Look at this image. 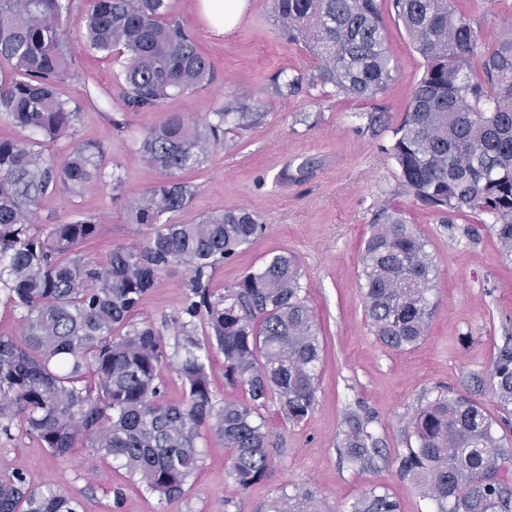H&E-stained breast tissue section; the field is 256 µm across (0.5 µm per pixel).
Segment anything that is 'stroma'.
<instances>
[{
    "label": "stroma",
    "instance_id": "obj_1",
    "mask_svg": "<svg viewBox=\"0 0 512 512\" xmlns=\"http://www.w3.org/2000/svg\"><path fill=\"white\" fill-rule=\"evenodd\" d=\"M473 19L487 40L512 28V0H471ZM198 0H175L176 19L194 37L215 75L212 85L169 101V109L201 118L231 104L263 113L262 122L224 136L198 169L184 178L196 186L174 222L197 223L212 212L244 207L263 231L232 261L219 265L211 286L233 287L252 267L286 252L299 261L307 304L321 327L324 360L308 416L292 424L268 403L264 415L283 448L271 474L240 491L227 465L223 440L203 431L199 470L182 497L162 500L129 478L115 462L78 447L60 459L21 433L0 434V475L23 476L28 488L55 485L78 499L80 512H262L277 488L311 490L320 512H348L351 503L378 485L399 512H434L431 500L397 472L407 447L405 428L425 399L444 392L479 401L495 419V430L512 443V412L494 394L492 365L512 337V257L479 217L441 213L402 189L386 148L400 122L410 91L423 70L401 23L385 14L387 47L398 64L387 90L371 100L323 96L315 90L279 94L292 77L309 78L319 64L303 43L279 31L271 0H249L240 23L217 34L197 8ZM88 0H71L67 31L77 77L62 86L82 101L84 112L73 140L42 144L45 155L64 158L71 141L100 148L106 164L118 165L119 191L100 187L81 196L44 198L38 221L58 224L76 216L101 220L98 239L82 248L85 258L105 262L116 246L141 243L148 226L124 220V205L140 196L158 174L140 150L142 134L159 124L161 112L125 110L116 87V68L83 51ZM312 167L296 177L302 162ZM401 211L428 240L438 271L431 293L432 314L421 342L407 350L382 345L364 313L360 254L382 209ZM187 269L162 275L133 320L162 325L181 308ZM368 419L380 452L372 469L359 471L340 453L350 417Z\"/></svg>",
    "mask_w": 512,
    "mask_h": 512
}]
</instances>
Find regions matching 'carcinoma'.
<instances>
[{
  "mask_svg": "<svg viewBox=\"0 0 512 512\" xmlns=\"http://www.w3.org/2000/svg\"><path fill=\"white\" fill-rule=\"evenodd\" d=\"M64 0H0V118L36 138H0V304L20 312L19 336H0V431L16 426L56 457L82 445L119 462L129 477L162 498L181 496L199 468L200 430L224 439L236 484L245 491L267 478L273 441L262 410L278 403L290 422L313 407L323 360L320 328L297 260L280 253L247 271L222 294L210 288L216 266L233 259L263 226L245 209L176 224L196 189L180 174L200 167L224 144V126L246 131L262 112L223 107L202 121L166 113L139 141L160 174L126 203L131 224L153 232L138 246L112 249L105 263L84 258L82 244L100 236L92 216L36 223L40 201L57 192L80 196L96 185L117 191L119 167L99 148L72 142L57 162L39 139L72 135L82 106L61 86L74 76L65 50ZM391 9L424 59L409 105L392 128L389 148L404 192L438 210L469 211L491 220L512 256V35H481L459 0H391ZM173 0H90L84 46L112 58L119 95L134 112L213 82L193 37L172 17ZM281 33L321 60L310 80L324 96L370 100L397 72L386 45L378 0H273ZM428 241L396 210L382 211L361 257L366 314L384 346L405 350L425 336L437 265ZM183 265L189 279L182 308L165 324L176 336L167 353L164 329L131 323L162 273ZM224 355L225 384L243 393L218 401L209 354ZM171 366L185 398L162 396L160 372ZM500 404H512V345L493 361ZM415 445L398 461L436 512H512V490L495 479L512 452L480 403L439 393L409 422ZM343 454L361 469L379 453L367 426L348 422ZM0 512H79L61 491L25 488L0 477ZM265 512H318L302 486L282 487ZM350 512H398L385 491L370 489Z\"/></svg>",
  "mask_w": 512,
  "mask_h": 512,
  "instance_id": "obj_1",
  "label": "carcinoma"
}]
</instances>
